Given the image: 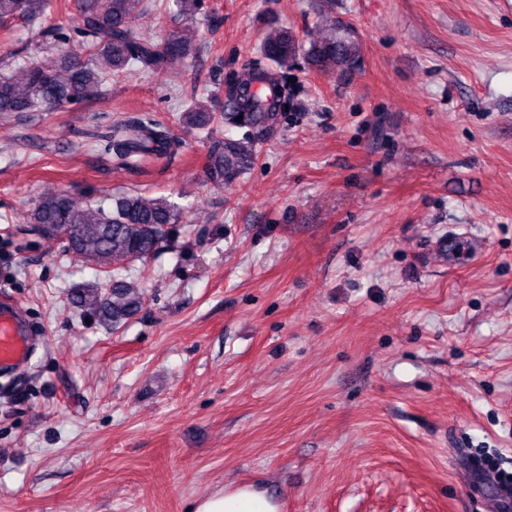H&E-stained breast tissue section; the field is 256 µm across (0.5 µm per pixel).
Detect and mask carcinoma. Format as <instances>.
Instances as JSON below:
<instances>
[{
    "label": "carcinoma",
    "instance_id": "cac0c4a2",
    "mask_svg": "<svg viewBox=\"0 0 512 512\" xmlns=\"http://www.w3.org/2000/svg\"><path fill=\"white\" fill-rule=\"evenodd\" d=\"M192 24L201 10V0H164ZM67 0H0V31L10 32L17 24L38 21L40 48L54 53L55 62L37 59L25 62L21 80L0 73V116L31 112L41 106L63 105L95 96L98 86L130 68L161 75L171 65L193 52L192 38L182 29H169L156 40L143 39L135 22L144 0H79L71 29L47 23L52 10H65ZM261 53L276 67H289L304 55L308 65L327 73H344L357 62L359 44L340 35L333 23L318 41L304 46L286 28L266 31ZM268 88L288 93L277 74L253 68L228 88L227 111L217 112L206 97L182 112L179 122L190 129H209L227 123L250 129L248 137L233 139L212 136L208 140L203 176L211 183H231L256 163L266 133L281 117L279 101L248 93L256 80ZM242 120H236V117ZM106 151L120 168H140L162 157L169 146L166 127L149 117H128L112 125L105 135ZM181 209L166 196L149 197L138 192L112 197V207L82 205L69 193L43 196L27 222L50 241H65V252L77 260L102 269L115 261L147 262L175 242ZM143 284L112 269L104 285H83L72 290L73 306L114 328L142 309Z\"/></svg>",
    "mask_w": 512,
    "mask_h": 512
}]
</instances>
